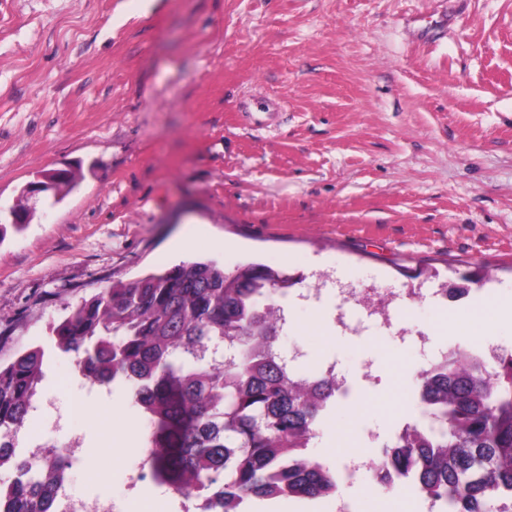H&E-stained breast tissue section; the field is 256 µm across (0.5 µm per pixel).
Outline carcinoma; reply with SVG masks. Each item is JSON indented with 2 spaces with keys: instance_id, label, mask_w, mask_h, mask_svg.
Returning <instances> with one entry per match:
<instances>
[{
  "instance_id": "cac0c4a2",
  "label": "carcinoma",
  "mask_w": 512,
  "mask_h": 512,
  "mask_svg": "<svg viewBox=\"0 0 512 512\" xmlns=\"http://www.w3.org/2000/svg\"><path fill=\"white\" fill-rule=\"evenodd\" d=\"M292 277L263 264L232 273L186 261L104 288L38 346L0 366V512H62L74 466L52 446L41 477L18 451L44 380L46 349L75 358L89 384L133 381L147 422L150 477L203 502L242 512L251 497L311 500L336 493V471L307 455L339 388L333 375L303 376L277 345L276 299ZM423 423L383 446L377 483L405 480L440 512H512V353L490 362L450 349L417 378Z\"/></svg>"
}]
</instances>
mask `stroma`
Segmentation results:
<instances>
[{
  "instance_id": "1",
  "label": "stroma",
  "mask_w": 512,
  "mask_h": 512,
  "mask_svg": "<svg viewBox=\"0 0 512 512\" xmlns=\"http://www.w3.org/2000/svg\"><path fill=\"white\" fill-rule=\"evenodd\" d=\"M65 164L77 191L23 198ZM20 203L32 220L0 238L1 363L114 283L261 262L297 281L280 345L350 383L309 454L371 458L419 418L423 349L477 350L476 308L512 297V0H0V210ZM43 370L20 452L77 446L67 495L185 512L139 477L125 388L88 398L54 352ZM373 483L245 509L431 510Z\"/></svg>"
}]
</instances>
